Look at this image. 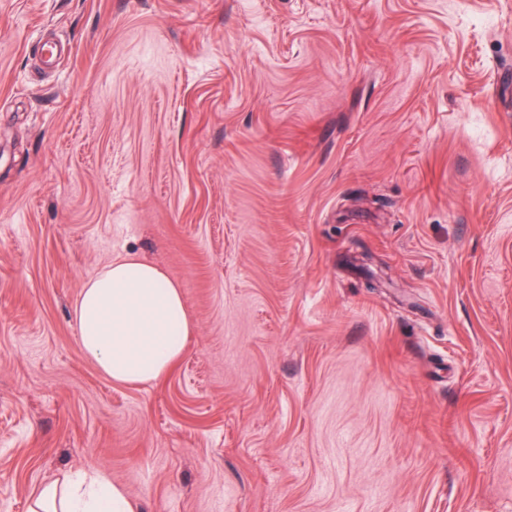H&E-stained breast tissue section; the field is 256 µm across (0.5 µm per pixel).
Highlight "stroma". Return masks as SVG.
Here are the masks:
<instances>
[{"mask_svg": "<svg viewBox=\"0 0 512 512\" xmlns=\"http://www.w3.org/2000/svg\"><path fill=\"white\" fill-rule=\"evenodd\" d=\"M160 266L161 379L84 355ZM512 512V0H0V512ZM74 319L84 354L126 385L166 375L192 332L181 288L133 254L117 257L84 282ZM29 512H137L123 488L101 471H85L41 488Z\"/></svg>", "mask_w": 512, "mask_h": 512, "instance_id": "35a3bbf8", "label": "stroma"}]
</instances>
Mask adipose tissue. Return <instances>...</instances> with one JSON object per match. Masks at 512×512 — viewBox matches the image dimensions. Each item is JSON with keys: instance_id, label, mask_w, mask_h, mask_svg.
Listing matches in <instances>:
<instances>
[{"instance_id": "obj_1", "label": "adipose tissue", "mask_w": 512, "mask_h": 512, "mask_svg": "<svg viewBox=\"0 0 512 512\" xmlns=\"http://www.w3.org/2000/svg\"><path fill=\"white\" fill-rule=\"evenodd\" d=\"M74 319L84 354L126 385L166 375L192 332L180 287L133 254L117 257L84 282ZM30 512H136V506L106 473L93 470L44 486Z\"/></svg>"}]
</instances>
